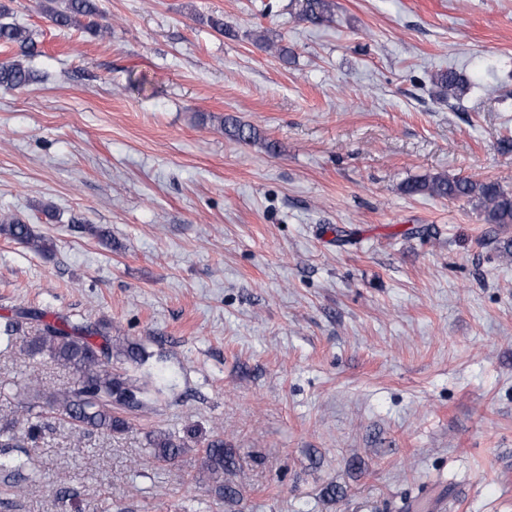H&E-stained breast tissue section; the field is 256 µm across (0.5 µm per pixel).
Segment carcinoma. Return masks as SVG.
<instances>
[{"label":"carcinoma","instance_id":"obj_1","mask_svg":"<svg viewBox=\"0 0 512 512\" xmlns=\"http://www.w3.org/2000/svg\"><path fill=\"white\" fill-rule=\"evenodd\" d=\"M55 0H41L40 10L59 27L83 26L95 33L108 30L100 23L104 16L97 0H64V7L54 6ZM334 0H297V16L313 25L333 20ZM15 45L22 56L36 54V42L26 29L0 22V47ZM34 79L31 70L18 61L0 62V88L16 89ZM442 97L461 90L466 80L455 68L435 75ZM224 134L245 144L264 142L260 131L234 116L223 119ZM410 195L422 194L436 198L467 199L475 203L487 224H512V193L491 181L469 178H450L435 175L406 183ZM0 235L18 241L38 253L51 249L48 240L35 233L31 225L10 216H0ZM99 331L71 326L66 321H44L39 334L28 345V355H48L75 375L73 385L52 393L45 392L37 381L27 387L31 396L23 402L22 417L15 423L22 428L26 439L38 437L46 428L45 415L55 413L60 420L83 432L106 435L122 434L129 428L125 414L147 408L145 389L136 381L112 369V338L103 337V343L92 341ZM150 456L158 462H172L188 451L183 437L173 432H158L149 439ZM202 468L213 474H222L234 466V452L224 447V439L215 435L203 449Z\"/></svg>","mask_w":512,"mask_h":512}]
</instances>
